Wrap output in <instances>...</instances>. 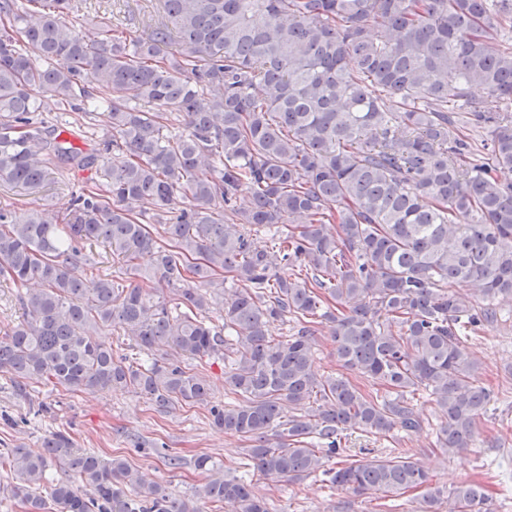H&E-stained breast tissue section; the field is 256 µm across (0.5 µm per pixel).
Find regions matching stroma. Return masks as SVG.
Returning <instances> with one entry per match:
<instances>
[{"label":"stroma","instance_id":"1","mask_svg":"<svg viewBox=\"0 0 512 512\" xmlns=\"http://www.w3.org/2000/svg\"><path fill=\"white\" fill-rule=\"evenodd\" d=\"M76 24L83 32H93L101 9L130 15L132 36L144 35L139 22L156 0H87ZM47 120L77 129V145L101 151L104 161H112L115 151L104 148L110 136L105 111L75 113L57 110ZM92 177L91 171L75 173L69 180L50 187L27 191L0 188V207L12 213L14 222L26 220L37 205L66 212L73 195ZM475 305L491 304L496 322L482 325L467 347L478 361V380L490 394L486 413L477 421L476 440L468 450L451 455L439 442L445 424L443 414L431 397L418 392L414 407L424 421L416 433L392 431L386 435L348 432L342 445L348 453L364 458L408 455L428 472L433 484L455 487L462 483L481 485L488 497L489 512H512V297L499 295L484 299L471 292ZM61 432L75 447L108 459L124 456L132 468L163 484L172 498L186 499L205 475L196 470L197 455H209L216 468L233 476L243 475L250 443L214 426L206 407L175 404L161 412L142 395L129 388L109 392L53 390L40 383L28 384L17 393L8 374L0 372V451L23 448L41 452L45 439ZM169 455L182 457V468L166 463ZM256 492L264 496L270 512H419L423 492L400 495L370 491L363 495L332 487L328 476L315 473L296 481L269 482L253 476Z\"/></svg>","mask_w":512,"mask_h":512}]
</instances>
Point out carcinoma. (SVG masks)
<instances>
[{
	"instance_id": "obj_1",
	"label": "carcinoma",
	"mask_w": 512,
	"mask_h": 512,
	"mask_svg": "<svg viewBox=\"0 0 512 512\" xmlns=\"http://www.w3.org/2000/svg\"><path fill=\"white\" fill-rule=\"evenodd\" d=\"M80 8L0 0V186L97 176L62 217L35 208L16 224L0 207V277L21 289L27 315L0 337V371L20 393L30 381L120 386L160 408L205 406L215 426L253 442L249 459L266 480L321 471L356 494L426 485L422 512L445 497L448 512H484L481 486L432 487L410 457L326 463L344 454L347 431H419L409 398L419 389L447 418L442 447L474 441L489 393L462 330L496 313L452 287L512 295V185L492 175L512 167V48L493 45L512 24V0H157L138 38L120 18L83 33L67 20ZM474 86L486 97L474 99ZM91 99L108 109L106 147L121 152L109 166L42 117L84 112ZM169 119L182 129L164 132ZM460 123L489 130V161L470 160ZM243 181L251 196L239 204ZM178 194L189 204L175 207ZM142 199L156 206L154 232L135 216ZM267 224L289 228L259 248L251 228ZM91 242L141 282L87 275L78 254ZM144 253L153 265L143 273L134 261ZM283 263L305 277L279 275ZM160 285L173 307L153 300ZM219 303L222 325L209 317ZM316 317L342 367L394 396L318 377ZM288 319L290 334L268 335ZM117 326L156 356L149 367L115 356L106 336ZM205 357L224 362L236 403H212L206 380L180 364ZM2 465L24 512H47L49 500L58 512H269L252 484L206 455L194 466L209 476L180 502L125 458L103 461L63 433L42 453H0ZM54 465L75 479L44 497Z\"/></svg>"
}]
</instances>
